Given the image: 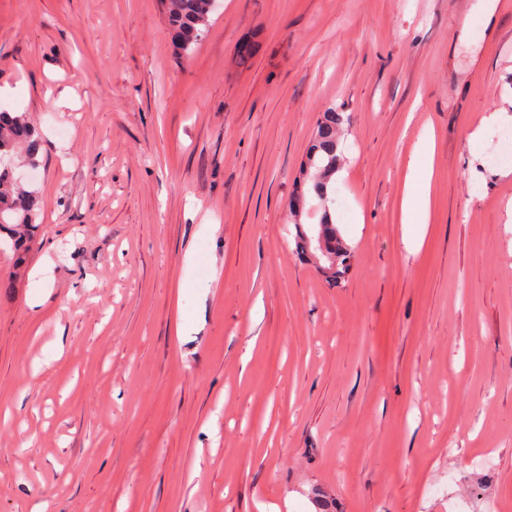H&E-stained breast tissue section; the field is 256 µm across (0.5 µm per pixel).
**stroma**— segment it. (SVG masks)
<instances>
[{
    "instance_id": "stroma-1",
    "label": "stroma",
    "mask_w": 512,
    "mask_h": 512,
    "mask_svg": "<svg viewBox=\"0 0 512 512\" xmlns=\"http://www.w3.org/2000/svg\"><path fill=\"white\" fill-rule=\"evenodd\" d=\"M218 3L184 55L161 0H0V108L43 141L0 512H512V0ZM332 105L339 285L288 217ZM434 147L429 137L422 138L409 162L410 170L420 184V190L406 196L403 204V224H427L429 211L428 187L432 177Z\"/></svg>"
}]
</instances>
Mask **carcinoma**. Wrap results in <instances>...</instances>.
Returning <instances> with one entry per match:
<instances>
[{
  "label": "carcinoma",
  "instance_id": "obj_1",
  "mask_svg": "<svg viewBox=\"0 0 512 512\" xmlns=\"http://www.w3.org/2000/svg\"><path fill=\"white\" fill-rule=\"evenodd\" d=\"M167 20L177 48L192 53L210 25L216 0H165ZM344 112L334 106L321 113L313 141L306 154L308 180L323 210L311 231L296 225V246L301 252L314 248L325 278L338 284L350 267V249L342 238L327 206L328 187L341 168L339 150ZM43 153L37 128L26 112L0 111V237L10 242L16 265L25 263L39 228L37 192L17 182V169L36 168Z\"/></svg>",
  "mask_w": 512,
  "mask_h": 512
}]
</instances>
